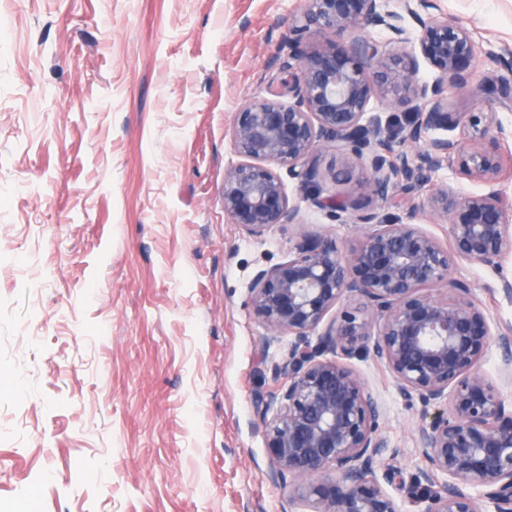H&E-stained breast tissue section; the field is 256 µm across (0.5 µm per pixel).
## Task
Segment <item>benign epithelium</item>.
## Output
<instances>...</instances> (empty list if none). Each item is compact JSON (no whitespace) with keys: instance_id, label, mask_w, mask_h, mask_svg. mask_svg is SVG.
I'll return each instance as SVG.
<instances>
[{"instance_id":"benign-epithelium-1","label":"benign epithelium","mask_w":512,"mask_h":512,"mask_svg":"<svg viewBox=\"0 0 512 512\" xmlns=\"http://www.w3.org/2000/svg\"><path fill=\"white\" fill-rule=\"evenodd\" d=\"M436 9V0H303L300 30L348 41L286 44L272 65L288 99L251 100L232 118L242 158L224 172L232 223L252 237L300 224L279 170L311 183L330 147L341 164L335 187L306 201L364 228L346 252L328 236L300 235L288 259L257 270L249 286L267 335L297 338L272 364L276 387L257 411L270 476L288 483L301 512H405L404 500L420 512H512V400L480 369L495 343L512 381V326L494 324L453 276L461 263L497 271L512 256V196L500 186L512 129L497 112L512 110V52L486 51L498 75L473 85L472 33ZM371 28L388 33L391 49L365 37ZM450 87L484 97L487 109H451ZM374 99L410 107L400 135L367 118ZM458 129L468 141L445 136ZM355 165L364 171L358 197L341 189ZM444 167L487 190L442 186L419 199V172ZM392 207L407 221L380 218ZM426 212L448 224L449 243L412 223ZM370 355L421 404L414 442L426 468L408 481L380 429L382 406L352 365Z\"/></svg>"}]
</instances>
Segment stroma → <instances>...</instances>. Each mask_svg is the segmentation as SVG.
I'll return each instance as SVG.
<instances>
[{
  "label": "stroma",
  "instance_id": "stroma-1",
  "mask_svg": "<svg viewBox=\"0 0 512 512\" xmlns=\"http://www.w3.org/2000/svg\"><path fill=\"white\" fill-rule=\"evenodd\" d=\"M480 49H512V0H438ZM301 0H0V512H296L255 402L275 382L248 304L299 234L358 231L286 179L298 225L251 237L224 212L232 115L278 90ZM455 274L497 322L499 275ZM405 473L418 414L356 361Z\"/></svg>",
  "mask_w": 512,
  "mask_h": 512
}]
</instances>
